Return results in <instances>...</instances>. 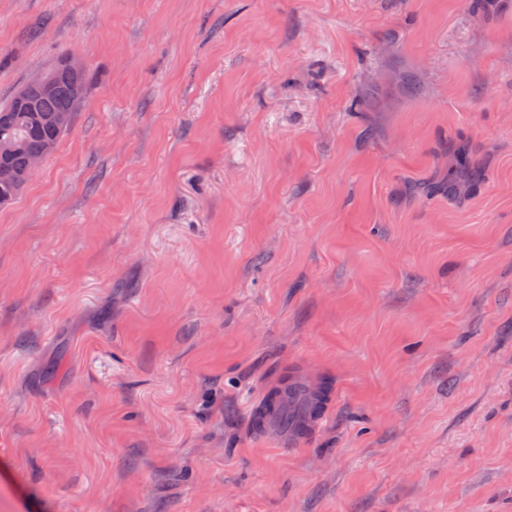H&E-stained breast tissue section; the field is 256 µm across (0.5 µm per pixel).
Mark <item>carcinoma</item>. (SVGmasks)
<instances>
[{
  "mask_svg": "<svg viewBox=\"0 0 512 512\" xmlns=\"http://www.w3.org/2000/svg\"><path fill=\"white\" fill-rule=\"evenodd\" d=\"M54 73L53 88L38 95L33 107L26 108L16 97L0 104V206L12 201L28 183L29 161L36 155L54 152L67 131L58 127L54 117L71 109L75 86L89 91L88 72L73 74L62 62L50 68ZM305 387L289 380L272 390L267 402L275 409V422L293 433L304 431L307 422L318 415L324 400V388L308 387L310 396L294 397L291 389Z\"/></svg>",
  "mask_w": 512,
  "mask_h": 512,
  "instance_id": "obj_1",
  "label": "carcinoma"
}]
</instances>
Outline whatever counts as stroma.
<instances>
[{
    "label": "stroma",
    "instance_id": "1",
    "mask_svg": "<svg viewBox=\"0 0 512 512\" xmlns=\"http://www.w3.org/2000/svg\"><path fill=\"white\" fill-rule=\"evenodd\" d=\"M66 55L0 208V512H512V0H0V102ZM65 59L59 60L49 72L32 76L18 90V100L26 104L35 92L48 91L35 98L32 108L21 105L16 92L6 103L0 104V170L4 173L0 177V206L8 204L23 190L29 181L30 159L36 155L46 158L53 153L84 106L89 91L88 72L82 60L74 56L69 57L68 68L82 72L67 71L62 65ZM76 85L82 88L76 90L73 99ZM68 110L76 112L70 128L71 114L65 112ZM55 122L68 129L62 130ZM300 386L310 391L308 397H293L291 389ZM324 388L305 385L297 380H288L270 393L267 402L275 409V422L293 433L304 431L307 422L318 415L324 400Z\"/></svg>",
    "mask_w": 512,
    "mask_h": 512
}]
</instances>
